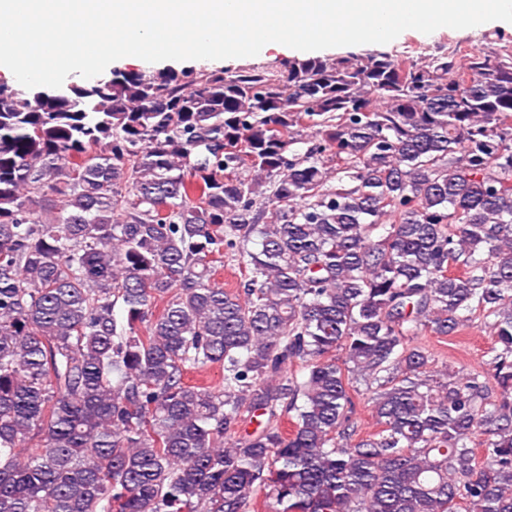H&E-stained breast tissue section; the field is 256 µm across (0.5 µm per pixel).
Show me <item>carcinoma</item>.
Instances as JSON below:
<instances>
[{"label":"carcinoma","mask_w":512,"mask_h":512,"mask_svg":"<svg viewBox=\"0 0 512 512\" xmlns=\"http://www.w3.org/2000/svg\"><path fill=\"white\" fill-rule=\"evenodd\" d=\"M476 316L493 389L414 343ZM259 494L512 512L511 47L0 83V512Z\"/></svg>","instance_id":"1"}]
</instances>
